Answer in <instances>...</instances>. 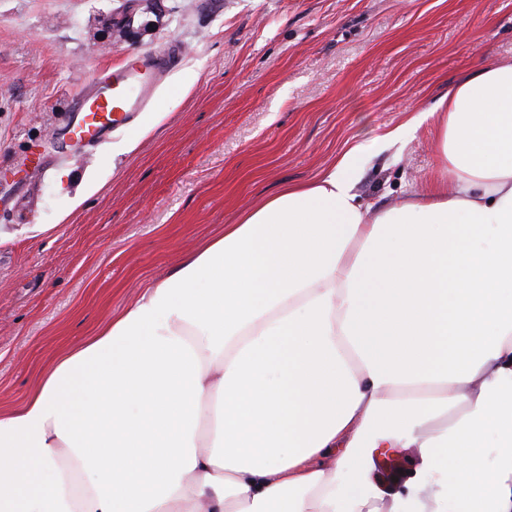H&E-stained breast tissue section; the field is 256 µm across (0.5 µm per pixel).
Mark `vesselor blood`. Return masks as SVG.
Instances as JSON below:
<instances>
[{"mask_svg":"<svg viewBox=\"0 0 512 512\" xmlns=\"http://www.w3.org/2000/svg\"><path fill=\"white\" fill-rule=\"evenodd\" d=\"M170 66L165 56L143 54L133 64L114 70L110 80L92 87L82 99L72 101L67 108L75 116L67 125L71 140L93 147L112 132L129 128L132 118L153 104Z\"/></svg>","mask_w":512,"mask_h":512,"instance_id":"b4317fda","label":"vessel or blood"}]
</instances>
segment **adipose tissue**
Masks as SVG:
<instances>
[{"mask_svg": "<svg viewBox=\"0 0 512 512\" xmlns=\"http://www.w3.org/2000/svg\"><path fill=\"white\" fill-rule=\"evenodd\" d=\"M431 116L428 189L367 202L348 149L0 413V512H512V65ZM397 463L389 466L383 456L375 458L371 471L375 486L384 493L395 492L405 487V484L417 477L420 469L418 449L400 448L396 453ZM403 470V474L398 473ZM395 478V481H392Z\"/></svg>", "mask_w": 512, "mask_h": 512, "instance_id": "obj_1", "label": "adipose tissue"}]
</instances>
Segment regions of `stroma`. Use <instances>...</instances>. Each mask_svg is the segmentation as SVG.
Segmentation results:
<instances>
[{
  "label": "stroma",
  "instance_id": "1",
  "mask_svg": "<svg viewBox=\"0 0 512 512\" xmlns=\"http://www.w3.org/2000/svg\"><path fill=\"white\" fill-rule=\"evenodd\" d=\"M166 0L139 39L99 46L119 0H0V410L236 223L349 146L376 202L437 173L426 119L450 84L512 64V0ZM147 52L172 58L163 118L86 149L65 101ZM133 141L116 155L114 144ZM417 449L375 458V486L417 477Z\"/></svg>",
  "mask_w": 512,
  "mask_h": 512
}]
</instances>
